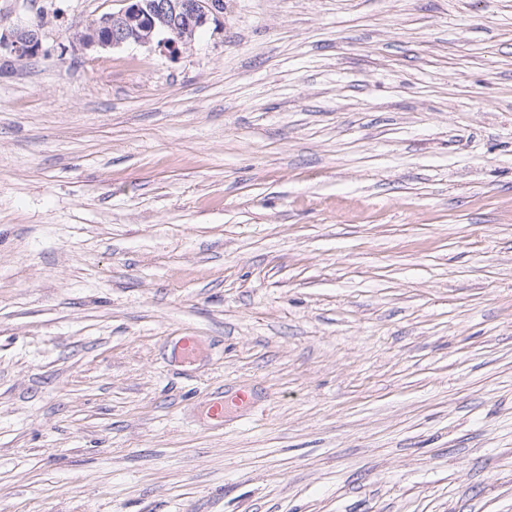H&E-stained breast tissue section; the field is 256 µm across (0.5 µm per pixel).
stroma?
<instances>
[{"label":"stroma","mask_w":512,"mask_h":512,"mask_svg":"<svg viewBox=\"0 0 512 512\" xmlns=\"http://www.w3.org/2000/svg\"><path fill=\"white\" fill-rule=\"evenodd\" d=\"M123 5L0 0V512H512V0ZM117 12L101 16L93 25L69 33L70 48L83 59L99 50L128 44L169 54L181 53L194 40L197 28L222 12V0H127ZM100 33H104L99 35ZM164 38L157 41L158 36ZM45 16H38L33 22L0 33V53L13 57L18 61L32 59L43 53L40 35L45 25Z\"/></svg>","instance_id":"obj_1"}]
</instances>
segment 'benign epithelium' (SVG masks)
<instances>
[{
  "instance_id": "7a95c632",
  "label": "benign epithelium",
  "mask_w": 512,
  "mask_h": 512,
  "mask_svg": "<svg viewBox=\"0 0 512 512\" xmlns=\"http://www.w3.org/2000/svg\"><path fill=\"white\" fill-rule=\"evenodd\" d=\"M223 0H126L117 12L101 16L94 24L74 28L70 48L84 59L103 49L128 44L155 46L178 54L191 45L197 28L222 12ZM45 17L0 33V53L18 61L43 53L40 35Z\"/></svg>"
}]
</instances>
